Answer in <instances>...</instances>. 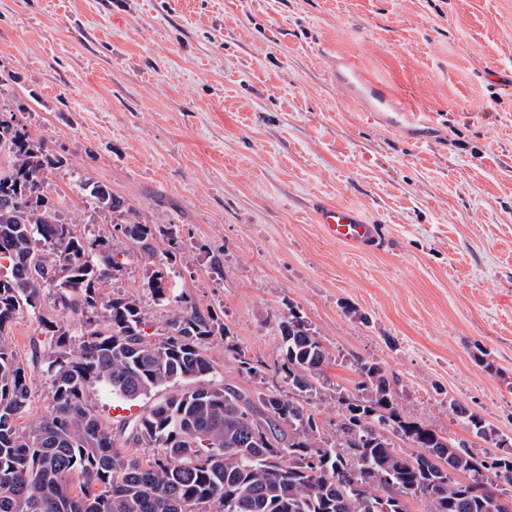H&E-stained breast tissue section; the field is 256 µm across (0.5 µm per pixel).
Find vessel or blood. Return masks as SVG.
Masks as SVG:
<instances>
[{"label": "vessel or blood", "instance_id": "b4317fda", "mask_svg": "<svg viewBox=\"0 0 512 512\" xmlns=\"http://www.w3.org/2000/svg\"><path fill=\"white\" fill-rule=\"evenodd\" d=\"M336 80L343 87L357 89L360 96L370 101L372 111L384 113L390 127L411 125L426 130L431 126L429 120L420 118L415 109L398 102L384 84L372 80L361 68L339 69ZM314 214L325 237L331 240L364 249H376L381 245L378 225L372 224L357 210L319 202L314 207Z\"/></svg>", "mask_w": 512, "mask_h": 512}]
</instances>
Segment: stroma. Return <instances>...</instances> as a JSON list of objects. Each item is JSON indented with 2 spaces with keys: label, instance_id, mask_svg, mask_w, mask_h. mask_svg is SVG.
I'll return each instance as SVG.
<instances>
[{
  "label": "stroma",
  "instance_id": "obj_1",
  "mask_svg": "<svg viewBox=\"0 0 512 512\" xmlns=\"http://www.w3.org/2000/svg\"><path fill=\"white\" fill-rule=\"evenodd\" d=\"M344 60L433 113V139L364 111L331 77ZM0 106L66 158L52 188L77 233L106 219L80 176L178 225L168 285L231 329L205 345L226 381L260 387L231 343L272 378L294 304L331 385L354 392V359L376 361L405 413L465 440L456 400L512 453V0H0ZM320 199L366 214L384 247L327 239ZM144 275L129 251L103 294L160 328L175 305ZM9 332L35 376L26 427L51 409L53 339L27 312Z\"/></svg>",
  "mask_w": 512,
  "mask_h": 512
}]
</instances>
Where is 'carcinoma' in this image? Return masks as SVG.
I'll return each instance as SVG.
<instances>
[{
	"mask_svg": "<svg viewBox=\"0 0 512 512\" xmlns=\"http://www.w3.org/2000/svg\"><path fill=\"white\" fill-rule=\"evenodd\" d=\"M0 155V512H413L412 500L419 512H512L500 489L512 485V454L478 455L406 416L398 377L375 362L356 359L357 394L336 389L338 420L323 427L329 352L291 304L276 324L282 361L266 393L220 376L204 344L232 332L208 308L180 298L151 338L137 299L105 302L100 288L124 269L113 246L118 231L144 258L154 300L164 301L181 260L177 225L148 223L108 185L79 177V193L112 220L77 234L62 219L64 198L51 196L65 159L1 108ZM159 240L168 246L161 253ZM50 296L55 310L79 318L80 335L44 312ZM24 310L56 347L46 359L51 411L27 428L17 419L34 374L6 340ZM228 351L239 371L260 373L245 351ZM93 384L130 402L183 388L116 432L87 403ZM448 409L474 437L504 443L467 406L451 400ZM120 442L156 453L131 456Z\"/></svg>",
	"mask_w": 512,
	"mask_h": 512,
	"instance_id": "1",
	"label": "carcinoma"
}]
</instances>
